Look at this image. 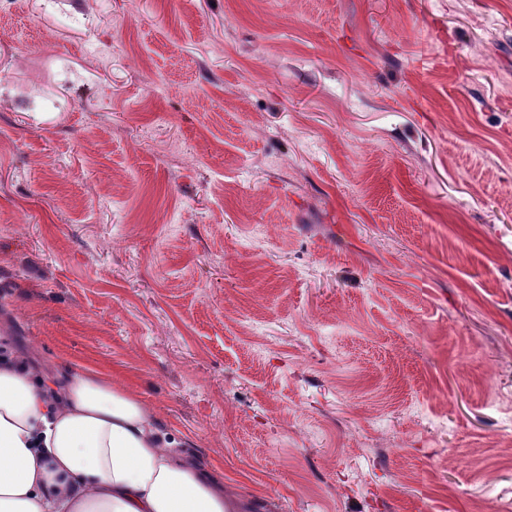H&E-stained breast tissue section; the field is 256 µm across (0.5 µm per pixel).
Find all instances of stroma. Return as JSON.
I'll return each mask as SVG.
<instances>
[{"label":"stroma","instance_id":"stroma-1","mask_svg":"<svg viewBox=\"0 0 512 512\" xmlns=\"http://www.w3.org/2000/svg\"><path fill=\"white\" fill-rule=\"evenodd\" d=\"M0 336L249 512H512V0H12Z\"/></svg>","mask_w":512,"mask_h":512}]
</instances>
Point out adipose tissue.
<instances>
[{
  "label": "adipose tissue",
  "instance_id": "obj_1",
  "mask_svg": "<svg viewBox=\"0 0 512 512\" xmlns=\"http://www.w3.org/2000/svg\"><path fill=\"white\" fill-rule=\"evenodd\" d=\"M227 498L119 380L0 353V512H227Z\"/></svg>",
  "mask_w": 512,
  "mask_h": 512
}]
</instances>
